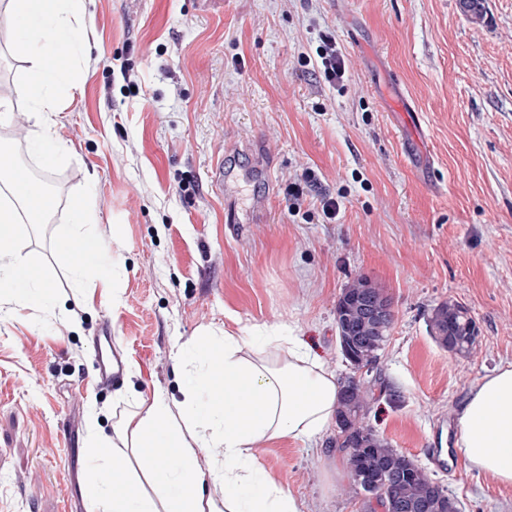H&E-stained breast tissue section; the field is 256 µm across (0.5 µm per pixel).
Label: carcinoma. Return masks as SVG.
Returning a JSON list of instances; mask_svg holds the SVG:
<instances>
[{
	"label": "carcinoma",
	"instance_id": "cac0c4a2",
	"mask_svg": "<svg viewBox=\"0 0 512 512\" xmlns=\"http://www.w3.org/2000/svg\"><path fill=\"white\" fill-rule=\"evenodd\" d=\"M364 286V281L356 279L344 289L336 310L352 319L356 318L354 309L346 306L348 297ZM429 331L435 341L442 347H452V353L466 357L470 354L478 335V327L469 310L458 302L448 301L436 306L429 318ZM388 395L396 402L399 395L385 382L382 377H371L363 380L354 388L351 400L357 410L352 413L350 427L352 435L365 438L369 447L352 449L349 447L351 438L344 437L338 447L345 453L344 463L349 472H354L358 465L373 472L384 475L388 472L402 474L409 472L408 477L391 486L389 494L396 496L408 504H416L423 498L434 496L440 502L455 504L454 498L444 494L435 482L424 472L418 471L414 462L407 455L392 448L383 438L379 437L367 424V416L371 405L382 395Z\"/></svg>",
	"mask_w": 512,
	"mask_h": 512
}]
</instances>
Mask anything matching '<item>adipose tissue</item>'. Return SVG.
<instances>
[{"instance_id": "obj_1", "label": "adipose tissue", "mask_w": 512, "mask_h": 512, "mask_svg": "<svg viewBox=\"0 0 512 512\" xmlns=\"http://www.w3.org/2000/svg\"><path fill=\"white\" fill-rule=\"evenodd\" d=\"M83 0H8L13 18L26 29L16 46L28 67L21 91L35 112L41 132L40 154L59 160L64 146L52 135L49 114L55 90L71 86L73 73L58 56L55 36L80 34ZM49 207L44 189L28 171H0V244L12 241L22 225L41 223ZM76 222L56 236L51 249L64 258L69 248L98 250L90 231L97 213L90 198L76 201ZM18 304L51 309V284L41 266L27 256L0 252V286ZM188 367L180 411L162 396L136 400L118 426L125 437L117 447L96 435L86 457L84 483L87 512H303L288 490L270 482L254 466L250 450L272 441L291 439L315 444L336 416L340 382L308 348L292 336L251 331L224 334V352L215 354L203 341L192 349L178 348ZM184 418L195 429L186 439L176 423ZM456 453L478 473L501 485H512V364L497 368L472 386L457 420ZM220 448L224 460L209 471L197 469L196 451ZM135 457L155 486L150 496L127 478L126 461ZM179 461L177 468L167 458ZM224 485L223 506H206L207 483Z\"/></svg>"}]
</instances>
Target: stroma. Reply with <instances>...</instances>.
Instances as JSON below:
<instances>
[{"instance_id": "stroma-1", "label": "stroma", "mask_w": 512, "mask_h": 512, "mask_svg": "<svg viewBox=\"0 0 512 512\" xmlns=\"http://www.w3.org/2000/svg\"><path fill=\"white\" fill-rule=\"evenodd\" d=\"M81 34L76 83L51 115L68 151L51 166L32 148L40 128L18 92L27 62L0 8V150L61 184L50 223L15 243L42 261L54 309L0 292V512H86L92 433L115 437L134 399L181 401L176 344L275 331L349 375L336 302L359 275L396 313L376 370L401 400L373 404L374 430L460 512H512V486L462 459L431 463L454 444L448 422L471 386L512 363V0H486L479 22L459 0H85ZM327 40L346 64L332 85L317 67ZM254 150L273 180L245 178ZM220 159L233 172L221 194ZM83 195L98 211V258L114 266L107 288L94 265L79 283L51 253ZM449 300L479 328L464 358L429 333ZM107 325L125 371L97 386ZM336 434L252 455L308 512H368Z\"/></svg>"}]
</instances>
